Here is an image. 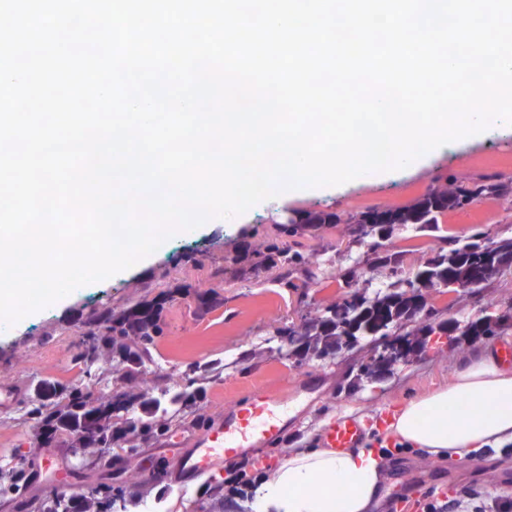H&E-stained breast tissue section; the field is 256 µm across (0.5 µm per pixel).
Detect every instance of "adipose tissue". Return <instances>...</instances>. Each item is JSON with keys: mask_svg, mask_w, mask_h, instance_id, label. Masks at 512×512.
<instances>
[{"mask_svg": "<svg viewBox=\"0 0 512 512\" xmlns=\"http://www.w3.org/2000/svg\"><path fill=\"white\" fill-rule=\"evenodd\" d=\"M389 428L431 460L472 461L480 448L512 444V365L493 348L472 352L448 385L404 402ZM384 458L374 451L310 448L292 454L253 488L246 512H373Z\"/></svg>", "mask_w": 512, "mask_h": 512, "instance_id": "adipose-tissue-1", "label": "adipose tissue"}]
</instances>
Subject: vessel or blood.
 <instances>
[{"mask_svg": "<svg viewBox=\"0 0 512 512\" xmlns=\"http://www.w3.org/2000/svg\"><path fill=\"white\" fill-rule=\"evenodd\" d=\"M281 405V399L270 394H256L228 417L207 426L186 443L177 485L216 479L225 462L236 458L242 449L274 445L283 428L278 415ZM321 439L329 448H359L365 429L357 419L339 418L325 427Z\"/></svg>", "mask_w": 512, "mask_h": 512, "instance_id": "1", "label": "vessel or blood"}]
</instances>
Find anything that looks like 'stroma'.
Instances as JSON below:
<instances>
[{
  "label": "stroma",
  "instance_id": "35a3bbf8",
  "mask_svg": "<svg viewBox=\"0 0 512 512\" xmlns=\"http://www.w3.org/2000/svg\"><path fill=\"white\" fill-rule=\"evenodd\" d=\"M462 172L512 175V133L459 143L428 164L387 181H354L327 196H289L283 208L253 210L245 222L232 227L219 218L209 220L191 235L170 241L168 251L152 253L147 264L131 268L121 277L83 287L64 304L46 307L28 318L21 329L0 334V386H17L27 393L46 378L84 380L77 357L82 321L102 308L109 306L118 312L135 300L154 297L168 284H194L205 279L213 262L243 246L262 242L286 215L313 210L344 217L374 206L407 205ZM442 226L463 237L477 229L487 230L497 239L512 236V220L490 200L447 213ZM390 243L410 271L438 246L435 238L411 227L395 230ZM304 251L312 255L316 274L305 292L288 288L264 273L246 281L220 284L219 302L205 312L181 300L166 305L165 331L154 344L153 358L169 360L180 378L212 359L222 361L224 372L220 380L209 385L199 411L186 413L171 434L133 453L113 449V456L122 458L125 467L139 474L136 483L124 486L129 512H144L145 504L158 498L166 503L167 512H243L238 502L225 500L223 481L194 482L180 491L171 487L169 479L179 470V439L194 435L253 393L278 394L291 409L276 446L242 452L254 462L252 474L262 476L295 449L322 447L321 433L326 424L347 409L363 423L366 443L374 444L380 436L376 427L380 417L396 403L446 385L479 344L497 346L512 358L511 328L480 343L458 336L453 343L438 348L426 345L409 361L397 363L378 378L354 384L346 374L368 356L367 342L334 357L298 361L290 355L288 339L280 335V328L322 309L343 293V274L365 255L367 247L349 243L340 228L327 227L317 237L305 240ZM428 303L439 318L451 317L463 324L488 312L504 313L512 309V269L480 290L430 291ZM32 439V422L16 419L9 411L0 412V448L42 459L46 451L34 447ZM478 456L484 463L480 472L462 462H432L420 449L386 460L385 495L400 497L397 512H417L415 499L430 489L442 498L459 497L466 489L511 499L512 454L487 448Z\"/></svg>",
  "mask_w": 512,
  "mask_h": 512
}]
</instances>
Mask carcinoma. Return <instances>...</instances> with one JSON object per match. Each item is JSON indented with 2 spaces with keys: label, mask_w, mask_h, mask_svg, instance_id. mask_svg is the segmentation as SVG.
Segmentation results:
<instances>
[{
  "label": "carcinoma",
  "mask_w": 512,
  "mask_h": 512,
  "mask_svg": "<svg viewBox=\"0 0 512 512\" xmlns=\"http://www.w3.org/2000/svg\"><path fill=\"white\" fill-rule=\"evenodd\" d=\"M483 199H492L512 213V177L493 174L464 175L431 189L402 207L382 206L341 218L334 213L308 211L277 226L272 236L248 250L224 258L204 281L180 283L151 299H140L119 313L104 308L90 317L80 357L86 376L99 391L70 383L37 384L23 416L37 421L34 442L38 448L64 446L80 463L79 471L112 453V448H140L178 423L187 410L201 401L207 384L221 378L223 365L207 363L199 375L184 385H168L171 377L157 381L152 395L138 389L142 369L151 360V348L163 333L165 305L191 298L206 310L218 300L213 280L234 282L276 271V279L293 289L307 287L315 277L312 262L299 247L330 224L343 225V236L354 243L371 240L366 255L350 270V291L336 297L321 313L303 318L283 329L290 343L317 358H326L345 347L354 348L361 338L371 339L370 357L361 362L355 380L376 377L420 351L427 338L457 333L479 339L512 328V314L482 316L462 325L448 318L436 320L428 305L429 291L437 288L485 287L501 272L512 268V238L497 241L476 233L462 239L438 238L442 246L416 271L404 269L400 256L391 252L389 240L395 228L412 224L417 229H440V218ZM395 278L391 291L366 296L365 288L380 269ZM25 463L12 460L0 466V497L16 512H74L73 498L54 495L15 500L12 492L21 482ZM82 512H127L121 489L98 480L92 492L81 496Z\"/></svg>",
  "instance_id": "carcinoma-1"
}]
</instances>
